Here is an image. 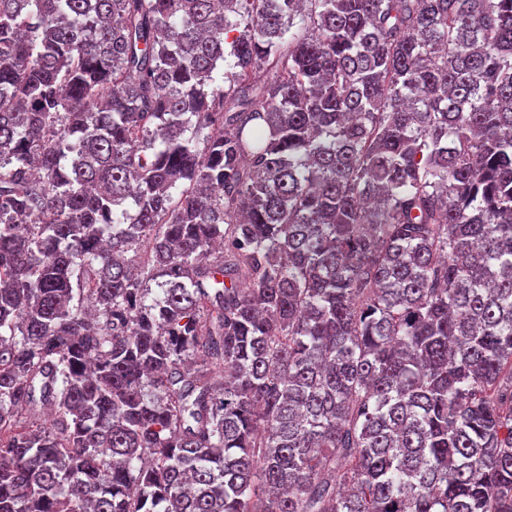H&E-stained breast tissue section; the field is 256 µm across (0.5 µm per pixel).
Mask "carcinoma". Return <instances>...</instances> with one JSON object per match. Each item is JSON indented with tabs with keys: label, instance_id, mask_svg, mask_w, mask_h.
Returning a JSON list of instances; mask_svg holds the SVG:
<instances>
[{
	"label": "carcinoma",
	"instance_id": "carcinoma-1",
	"mask_svg": "<svg viewBox=\"0 0 512 512\" xmlns=\"http://www.w3.org/2000/svg\"><path fill=\"white\" fill-rule=\"evenodd\" d=\"M0 512H512V0H0Z\"/></svg>",
	"mask_w": 512,
	"mask_h": 512
}]
</instances>
